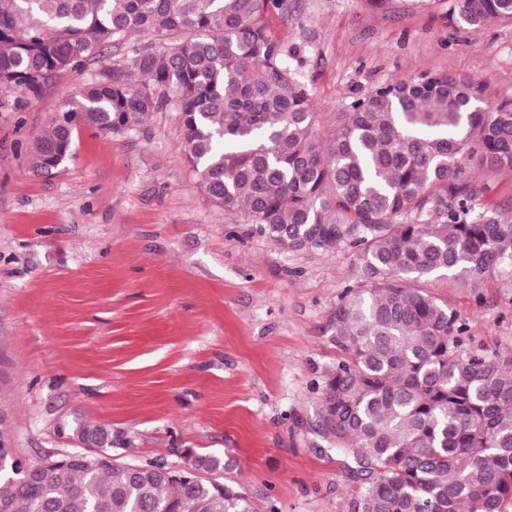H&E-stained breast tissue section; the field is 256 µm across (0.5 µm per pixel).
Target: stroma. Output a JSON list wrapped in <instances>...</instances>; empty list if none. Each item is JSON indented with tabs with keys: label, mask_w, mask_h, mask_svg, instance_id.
Instances as JSON below:
<instances>
[{
	"label": "stroma",
	"mask_w": 512,
	"mask_h": 512,
	"mask_svg": "<svg viewBox=\"0 0 512 512\" xmlns=\"http://www.w3.org/2000/svg\"><path fill=\"white\" fill-rule=\"evenodd\" d=\"M291 3L269 25L300 52L320 135L356 95L423 71L512 100L510 25L471 33L451 0ZM80 79L0 111V413L16 447L33 460L75 450L89 421L128 440L113 452L129 461L223 456L258 512H342L360 481L317 401L344 358L328 316L355 253L286 252L214 206L171 112L129 135L81 128L72 158L33 174L28 149ZM428 290L471 348H512V279Z\"/></svg>",
	"instance_id": "obj_1"
}]
</instances>
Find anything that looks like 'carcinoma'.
Here are the masks:
<instances>
[{
	"label": "carcinoma",
	"instance_id": "obj_1",
	"mask_svg": "<svg viewBox=\"0 0 512 512\" xmlns=\"http://www.w3.org/2000/svg\"><path fill=\"white\" fill-rule=\"evenodd\" d=\"M288 0H0V108L34 102L109 47L114 60L64 93L28 156L48 173L81 126L141 130L176 113L201 191L288 252L356 251L359 275L329 315L345 360L319 398L336 450L367 473L343 512H512V349L463 353L467 327L424 286L512 277V207L481 203L475 171L512 175V100L423 72L338 113L326 138L270 14ZM472 33L512 24V0H453ZM78 430H112L92 422ZM9 512H257L244 492L72 461L42 481L5 462Z\"/></svg>",
	"mask_w": 512,
	"mask_h": 512
}]
</instances>
